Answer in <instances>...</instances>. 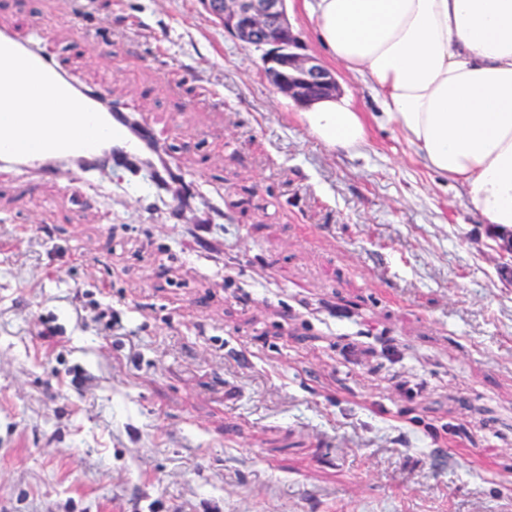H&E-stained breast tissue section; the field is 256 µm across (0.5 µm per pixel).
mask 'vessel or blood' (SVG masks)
<instances>
[{
    "mask_svg": "<svg viewBox=\"0 0 512 512\" xmlns=\"http://www.w3.org/2000/svg\"><path fill=\"white\" fill-rule=\"evenodd\" d=\"M0 71L28 73L19 84H0V95H40L58 104L55 112H44L12 124V139L0 136V156L13 160L19 171H29L33 162L47 157L93 155L110 152L139 156L142 143L151 139L144 130L134 139L123 119L122 107L108 102L103 89L75 83L40 51L35 39H24L0 27Z\"/></svg>",
    "mask_w": 512,
    "mask_h": 512,
    "instance_id": "1",
    "label": "vessel or blood"
}]
</instances>
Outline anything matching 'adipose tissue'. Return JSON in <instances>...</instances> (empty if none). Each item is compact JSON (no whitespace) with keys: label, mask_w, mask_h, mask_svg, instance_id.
<instances>
[{"label":"adipose tissue","mask_w":512,"mask_h":512,"mask_svg":"<svg viewBox=\"0 0 512 512\" xmlns=\"http://www.w3.org/2000/svg\"><path fill=\"white\" fill-rule=\"evenodd\" d=\"M317 40L369 80L381 123L430 171L457 185L484 223L512 229V0H303ZM309 133L347 153L368 117L346 96L299 112Z\"/></svg>","instance_id":"1"}]
</instances>
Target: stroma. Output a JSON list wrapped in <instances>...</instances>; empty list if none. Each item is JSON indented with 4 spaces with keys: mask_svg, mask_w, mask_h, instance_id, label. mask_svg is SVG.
Masks as SVG:
<instances>
[{
    "mask_svg": "<svg viewBox=\"0 0 512 512\" xmlns=\"http://www.w3.org/2000/svg\"><path fill=\"white\" fill-rule=\"evenodd\" d=\"M39 20L224 221L0 167V512H512L498 231L390 127L319 143L201 0H0Z\"/></svg>",
    "mask_w": 512,
    "mask_h": 512,
    "instance_id": "35a3bbf8",
    "label": "stroma"
}]
</instances>
